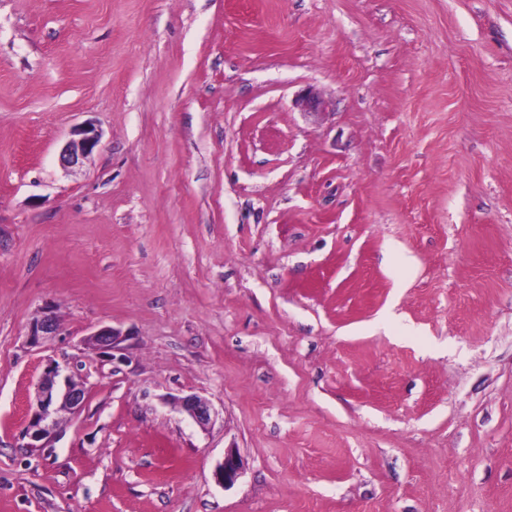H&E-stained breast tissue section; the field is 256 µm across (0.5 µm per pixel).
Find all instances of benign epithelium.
Wrapping results in <instances>:
<instances>
[{"mask_svg":"<svg viewBox=\"0 0 512 512\" xmlns=\"http://www.w3.org/2000/svg\"><path fill=\"white\" fill-rule=\"evenodd\" d=\"M101 133L92 123L80 125L72 131L71 139L63 146L60 153V162L65 167H74L81 164L90 156L99 145ZM59 330L53 312L48 310L30 327L29 336L33 343L56 335ZM118 332L111 327H104L91 335V344L98 349H112L115 347ZM60 369L57 365H50L42 374L36 387V407L33 410L24 430V437L29 439L27 447L42 448L60 425L57 413L67 411L77 413L82 410L86 400V391L83 385L71 377H64L59 381ZM180 411L186 413L200 426L209 424L211 420V405L205 399L189 394L175 399ZM244 469L243 459L236 448H227L224 458L219 462L213 472L217 484L224 488L232 487Z\"/></svg>","mask_w":512,"mask_h":512,"instance_id":"benign-epithelium-1","label":"benign epithelium"}]
</instances>
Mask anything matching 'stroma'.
Returning a JSON list of instances; mask_svg holds the SVG:
<instances>
[{"mask_svg":"<svg viewBox=\"0 0 512 512\" xmlns=\"http://www.w3.org/2000/svg\"><path fill=\"white\" fill-rule=\"evenodd\" d=\"M0 512H512V0H0ZM71 139L63 146L60 162L64 167L81 164L99 145L101 133L92 123H85L74 128ZM59 330V323L57 322L53 312L48 310L45 311L42 317L30 327L29 336L32 343H39L42 339L55 336ZM58 365H49L42 374L36 387V407L24 430V437L30 441L27 447L43 448L46 441L60 425L56 414L60 411L77 413L82 410L86 400L83 385L65 376L63 386L59 382ZM39 443V444H38ZM180 411L186 413L195 423L206 426L211 420V405L205 399L195 394H189L175 399ZM244 469L243 459L237 448H227L224 451V458L219 462L213 472L217 484L224 488L232 487Z\"/></svg>","mask_w":512,"mask_h":512,"instance_id":"1","label":"stroma"}]
</instances>
